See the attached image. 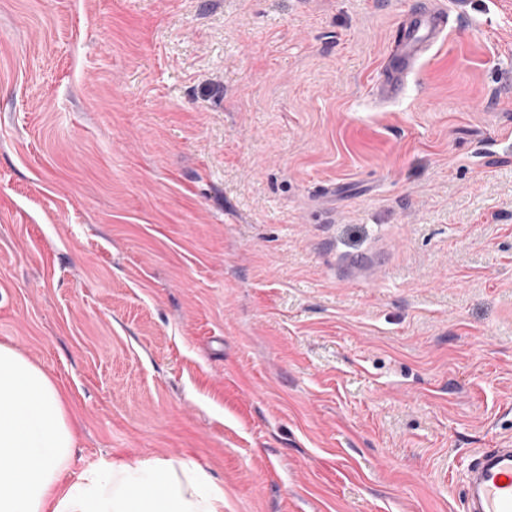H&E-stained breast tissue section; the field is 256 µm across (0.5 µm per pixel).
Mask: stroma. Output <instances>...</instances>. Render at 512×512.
<instances>
[{"instance_id": "obj_1", "label": "stroma", "mask_w": 512, "mask_h": 512, "mask_svg": "<svg viewBox=\"0 0 512 512\" xmlns=\"http://www.w3.org/2000/svg\"><path fill=\"white\" fill-rule=\"evenodd\" d=\"M425 0H0V344L69 474L194 460L224 512H463L512 444V0L379 107Z\"/></svg>"}]
</instances>
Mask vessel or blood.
I'll return each mask as SVG.
<instances>
[{"label":"vessel or blood","instance_id":"obj_1","mask_svg":"<svg viewBox=\"0 0 512 512\" xmlns=\"http://www.w3.org/2000/svg\"><path fill=\"white\" fill-rule=\"evenodd\" d=\"M448 24L439 7L423 8L403 26L396 53L373 84L375 102L398 99L418 61L438 43ZM465 512H512V448H484L472 461L465 484Z\"/></svg>","mask_w":512,"mask_h":512}]
</instances>
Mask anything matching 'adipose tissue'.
Listing matches in <instances>:
<instances>
[{"mask_svg":"<svg viewBox=\"0 0 512 512\" xmlns=\"http://www.w3.org/2000/svg\"><path fill=\"white\" fill-rule=\"evenodd\" d=\"M76 427L66 392L0 344V512H224V487L194 462L116 459L67 476Z\"/></svg>","mask_w":512,"mask_h":512,"instance_id":"obj_1","label":"adipose tissue"}]
</instances>
